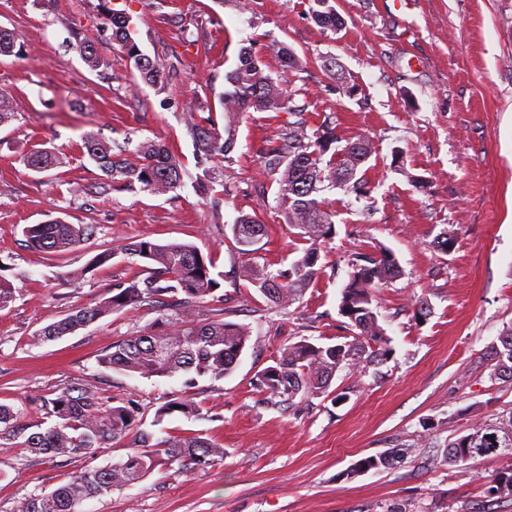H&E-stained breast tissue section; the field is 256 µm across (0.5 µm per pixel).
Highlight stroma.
<instances>
[{"label":"stroma","mask_w":512,"mask_h":512,"mask_svg":"<svg viewBox=\"0 0 512 512\" xmlns=\"http://www.w3.org/2000/svg\"><path fill=\"white\" fill-rule=\"evenodd\" d=\"M328 5L343 21L334 31L314 21V0H0V27L19 36L18 54L0 56V89L16 107L0 125V282L14 293L0 308V403L37 423L39 397L89 388L135 401L155 438L200 433L224 449L215 466L178 476L157 468L83 502L80 512H512V494L488 493L512 459L442 461L449 441L512 416V380L491 378L487 360L512 328V0ZM112 10L130 16L142 52L169 68L173 91L129 89L135 71L103 23ZM79 38L93 42L103 68L90 69L70 48ZM273 38L298 59L285 72L264 58L267 73L285 79L291 112L225 116L226 76L240 48L263 53ZM329 58L345 80L324 68ZM300 117L312 130L331 123L344 141L367 136L374 154L366 197L324 192L336 235L301 300L277 307L229 279L243 258L224 233L239 214L256 216L268 235L253 262L275 271L295 259L299 242L262 153ZM206 120L231 128V160L198 165L191 125ZM89 131L118 143L161 141L183 166L181 188L152 194L113 185L78 153ZM35 146L57 153L60 164L27 169L22 157ZM206 168L216 181L203 194L197 177ZM56 218L93 234L64 254L29 247L24 227ZM444 231L455 238L447 253L434 245ZM141 240L194 244L224 273L228 318L251 331L233 373L191 384L183 374L145 378L100 366L113 342L151 326L150 305L36 342L58 317L141 277L142 263L121 253L92 263L103 249ZM375 246L390 249L401 270L376 299L387 362L373 373L338 371L331 386L345 392L341 403L323 396L268 404L257 378L283 345L348 337L339 304L350 260ZM187 394L199 415L157 419L165 401ZM128 452L126 442H110L67 465L1 440L0 512H21L31 495ZM381 454L392 456L390 466L355 471Z\"/></svg>","instance_id":"stroma-1"}]
</instances>
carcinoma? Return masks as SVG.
I'll use <instances>...</instances> for the list:
<instances>
[{"label": "carcinoma", "instance_id": "cac0c4a2", "mask_svg": "<svg viewBox=\"0 0 512 512\" xmlns=\"http://www.w3.org/2000/svg\"><path fill=\"white\" fill-rule=\"evenodd\" d=\"M315 21L334 31L340 25L335 10L314 11ZM112 40L132 62L141 83L159 92L170 90L169 74L139 48L129 20L122 15L107 18ZM18 42L15 31L0 28V55L14 53ZM88 67L97 70L105 62L91 50L88 41L76 45ZM266 52L277 56L284 67L292 68L297 58L282 41L273 39ZM232 89L224 93L225 112L263 110L281 112L290 97L264 69L255 51L244 46L238 53L236 67L228 74ZM199 163L221 157L235 149L230 127L219 133L213 128L192 130ZM77 148L112 183L125 188L138 187L155 192L162 187L173 192L181 187L183 169L177 158L163 144L154 140L139 142L134 149L115 150L112 142L94 133L81 137ZM373 155L369 138L358 136L338 145L334 127L321 124L313 132L297 121L288 131V143L273 145L263 153L264 168L277 184L282 212L294 236L302 242L301 255L288 269L269 271L255 264H244L239 271L268 302L277 306L300 300L319 273L321 248L335 234L336 212L325 206L319 193L339 188L359 195L366 192V164ZM25 166L37 173L50 170L56 155L46 149L31 150L23 158ZM235 250L241 256L255 252L266 234L265 225L249 214L238 215L230 227ZM30 246L49 252L64 253L76 248L93 234L80 224L52 220L27 225L23 229ZM126 255L139 257L145 264V277L112 289V296L95 306L75 308L38 332L41 341H52L72 334L102 317L141 303H159L162 297L182 293L178 303L161 309L152 327L138 336L112 344L99 359V365L128 375L171 377L193 372L198 376L224 377L231 373L250 339V330L225 319L224 308L211 309L207 318L196 307L224 302L216 295L224 274L214 272L211 257L195 245L183 242L155 243L141 240L121 247ZM349 280L341 292L340 314L349 320L352 340L321 344L303 338L283 347L275 364L259 376V386L269 399L294 404L298 397L330 396L340 402L344 394L331 395L329 388L336 372L344 368L365 372L383 363L390 353L385 331L379 324L373 302L376 294L400 276L394 253L379 247L374 253H357L351 262ZM488 357L490 377L512 378V331L492 344ZM41 408L54 423L44 427L24 420L20 412L0 405V440L12 441L36 456L71 462L91 457L107 441L120 442L135 433L134 447L126 458L103 468L86 469L50 492L31 496L22 512H78L77 506L91 498L138 483L159 466L189 465L206 467L224 457V449L203 436H170L153 440L140 429L137 411L131 402L112 404L83 388L72 387L55 397L41 400ZM199 405L191 398L176 396L156 412L157 420L176 412L193 414ZM512 457V417L499 426L481 427L448 443L446 463H466L489 455Z\"/></svg>", "mask_w": 512, "mask_h": 512}]
</instances>
